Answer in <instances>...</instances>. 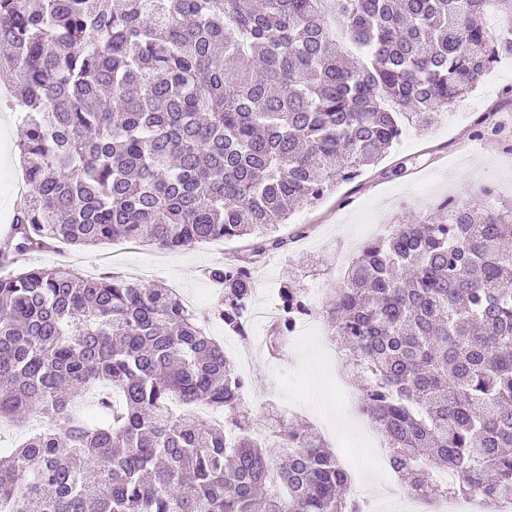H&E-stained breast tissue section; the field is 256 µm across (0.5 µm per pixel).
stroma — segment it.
Listing matches in <instances>:
<instances>
[{"label": "stroma", "instance_id": "35a3bbf8", "mask_svg": "<svg viewBox=\"0 0 512 512\" xmlns=\"http://www.w3.org/2000/svg\"><path fill=\"white\" fill-rule=\"evenodd\" d=\"M512 106V55L501 56L461 105L445 109L426 130L404 129L386 156L350 182L337 184L311 206L291 213L276 231L282 248L258 256L252 265L255 299L278 294L282 282L293 280L316 292L326 308L341 279V271L365 241L381 236L383 228L420 218L437 205L467 198L481 186L493 187L502 203L512 202V140L490 137L486 152L459 162L455 156L469 147L476 118ZM15 113L0 112V240L10 232L18 193L9 180L20 178L15 143ZM241 240H217L170 252L143 242L116 240L80 249L60 244L44 253H16L9 270L30 266H65L80 275L117 273L135 281L159 282L179 288L206 315L221 293L208 278L209 268L247 258ZM249 377L260 392L250 395L255 428L266 423L269 404L293 403L296 422L311 426L328 444L340 464L355 474L378 476L374 455L343 396L336 390V371L325 364L319 338L298 339L255 355Z\"/></svg>", "mask_w": 512, "mask_h": 512}]
</instances>
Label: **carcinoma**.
<instances>
[{"instance_id": "cac0c4a2", "label": "carcinoma", "mask_w": 512, "mask_h": 512, "mask_svg": "<svg viewBox=\"0 0 512 512\" xmlns=\"http://www.w3.org/2000/svg\"><path fill=\"white\" fill-rule=\"evenodd\" d=\"M512 0H0L27 193L7 243L176 250L269 237L431 127L503 53ZM470 199L363 243L324 310L405 486L512 498V207ZM247 334L249 264L208 270ZM277 327L309 312L280 288ZM102 383L97 419L73 413ZM244 381L162 283L0 275V512H365L316 433L257 439ZM454 475L447 484L435 473Z\"/></svg>"}]
</instances>
